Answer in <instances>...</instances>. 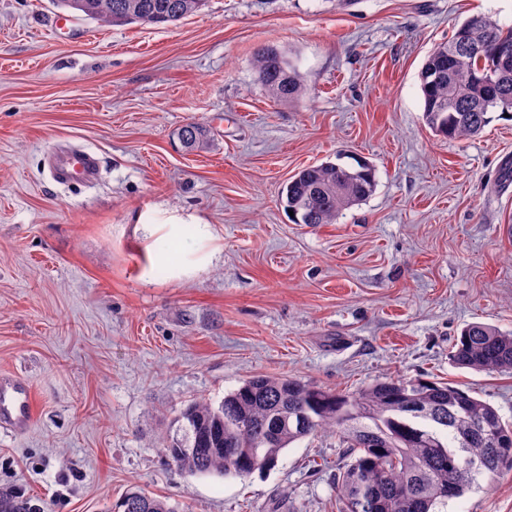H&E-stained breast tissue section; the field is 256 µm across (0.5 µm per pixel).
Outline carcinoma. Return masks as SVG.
<instances>
[{
	"label": "carcinoma",
	"instance_id": "carcinoma-1",
	"mask_svg": "<svg viewBox=\"0 0 512 512\" xmlns=\"http://www.w3.org/2000/svg\"><path fill=\"white\" fill-rule=\"evenodd\" d=\"M61 3L112 26H159L201 11L207 0H92L87 11L72 0ZM505 50L512 52V27L472 16L431 51L420 72V91L424 120L436 135L467 139L480 134L494 112L512 118V68L499 65ZM253 65L258 81L276 99L290 102L306 96L301 75L279 49L258 48ZM180 137L186 147H198L206 128L188 123ZM376 186L370 163L326 161L294 175L281 203L293 212L296 224H334ZM449 360L461 369L511 373L512 333L469 324ZM171 428L165 456L189 476L247 477L274 468L297 441L333 436L350 459L336 475L340 512H442L448 500L474 487L455 469L460 457L483 460L489 485L512 469V423L468 391L425 378L377 380L341 393L300 378L259 374L217 405L191 401ZM0 512L41 508L1 487ZM111 512H176V507L132 486Z\"/></svg>",
	"mask_w": 512,
	"mask_h": 512
}]
</instances>
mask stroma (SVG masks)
Here are the masks:
<instances>
[{"label":"stroma","instance_id":"1","mask_svg":"<svg viewBox=\"0 0 512 512\" xmlns=\"http://www.w3.org/2000/svg\"><path fill=\"white\" fill-rule=\"evenodd\" d=\"M512 0H208L174 26H110L56 0H0V374L35 413L0 430V486L44 512H104L137 486L184 512H337L335 438L308 437L247 477H187L165 457L193 399L256 374L353 391L450 383L512 419V373L452 366L466 324L512 331V118L446 140L419 72L473 15ZM272 45L309 98L274 99L253 67ZM208 143L187 150L181 127ZM78 147L89 184L53 180ZM345 152L377 186L332 224H295L289 177ZM207 221L216 252L174 276L196 237L148 235L153 205ZM446 512H512V470Z\"/></svg>","mask_w":512,"mask_h":512}]
</instances>
